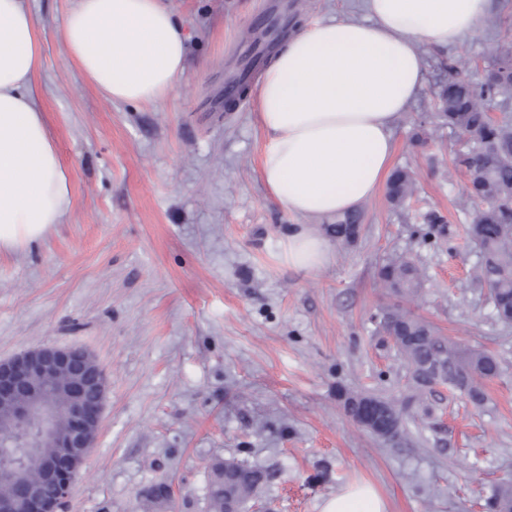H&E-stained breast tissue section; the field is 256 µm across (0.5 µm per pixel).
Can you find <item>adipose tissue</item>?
<instances>
[{"label": "adipose tissue", "instance_id": "adipose-tissue-1", "mask_svg": "<svg viewBox=\"0 0 512 512\" xmlns=\"http://www.w3.org/2000/svg\"><path fill=\"white\" fill-rule=\"evenodd\" d=\"M363 4L364 20L322 19L292 32L253 90L265 133L260 176L268 197L303 221L283 253L302 269L331 257L308 221L357 210L388 180L395 121L426 81L421 46L460 45L489 9V0ZM60 38L87 82L113 102H163L186 67V37L166 0H73ZM42 51L22 0H0V250L40 239L71 204L41 103ZM321 512L387 509L360 485L327 498Z\"/></svg>", "mask_w": 512, "mask_h": 512}]
</instances>
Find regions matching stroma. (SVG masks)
Returning <instances> with one entry per match:
<instances>
[{
  "label": "stroma",
  "instance_id": "1",
  "mask_svg": "<svg viewBox=\"0 0 512 512\" xmlns=\"http://www.w3.org/2000/svg\"><path fill=\"white\" fill-rule=\"evenodd\" d=\"M311 23L356 10L354 0H168L187 36L178 93L155 105L107 100L69 61L60 29L72 0H24L43 34L40 83L51 136L70 180L61 224L28 247L0 253V360L45 345L80 347L108 392L95 447L65 512H210L214 460L262 469L243 512H320L323 500L373 484L388 512H487L512 485V325L475 287L480 261L463 226L464 178L449 175L461 135L413 130L449 57L483 80L487 38L512 44V0H492L461 45L423 48L427 80L395 122L394 165L417 191L391 206L361 205L358 240L331 242L319 269L283 260L296 222L259 174L264 134L252 98L215 101L243 39L272 4ZM446 219L429 240L426 212ZM393 254L425 274L417 314L461 345L496 356L483 404L445 386L403 415L393 443L359 427L337 387L406 395L409 368L376 317L391 298L376 269ZM170 488L154 502L156 484Z\"/></svg>",
  "mask_w": 512,
  "mask_h": 512
}]
</instances>
